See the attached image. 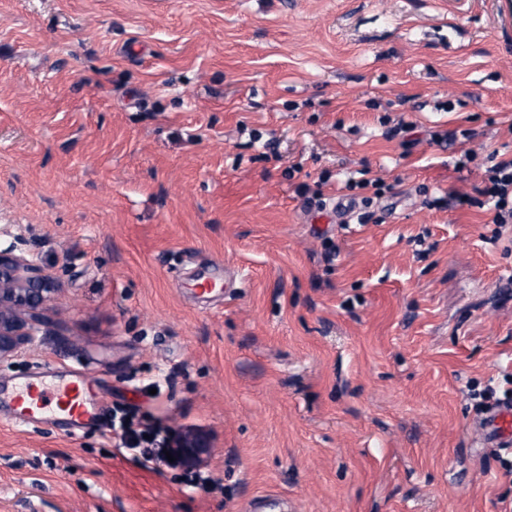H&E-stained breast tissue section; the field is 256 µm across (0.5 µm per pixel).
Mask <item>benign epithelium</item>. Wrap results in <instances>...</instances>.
<instances>
[{
  "label": "benign epithelium",
  "instance_id": "7a95c632",
  "mask_svg": "<svg viewBox=\"0 0 512 512\" xmlns=\"http://www.w3.org/2000/svg\"><path fill=\"white\" fill-rule=\"evenodd\" d=\"M15 250L13 244L0 247V359L19 356L32 343L30 319L53 291L39 265ZM178 452L191 464L201 463L211 454V438L188 430L179 439Z\"/></svg>",
  "mask_w": 512,
  "mask_h": 512
}]
</instances>
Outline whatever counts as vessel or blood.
<instances>
[{"mask_svg":"<svg viewBox=\"0 0 512 512\" xmlns=\"http://www.w3.org/2000/svg\"><path fill=\"white\" fill-rule=\"evenodd\" d=\"M10 401L13 411L9 420L19 426L42 420L50 414L66 420L71 431L78 432L95 424L101 414L95 386L82 371L71 372L68 379L52 387L20 383L11 393ZM481 431L498 447L512 450V402L494 408L483 420Z\"/></svg>","mask_w":512,"mask_h":512,"instance_id":"vessel-or-blood-1","label":"vessel or blood"}]
</instances>
